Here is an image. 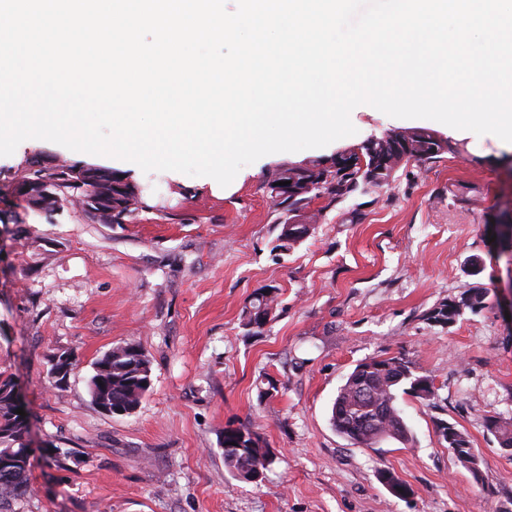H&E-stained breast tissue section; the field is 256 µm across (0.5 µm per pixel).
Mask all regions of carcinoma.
Returning a JSON list of instances; mask_svg holds the SVG:
<instances>
[{"label":"carcinoma","instance_id":"carcinoma-1","mask_svg":"<svg viewBox=\"0 0 512 512\" xmlns=\"http://www.w3.org/2000/svg\"><path fill=\"white\" fill-rule=\"evenodd\" d=\"M436 133L413 129L389 132L368 138L360 147L347 149L349 164L331 168L318 161L292 165L276 171L271 182L288 180L294 192L280 201L284 221L280 222L278 249L290 251L299 245L318 223L322 210H310L311 202L325 197L328 204H338L355 192L380 189L390 185L396 172L412 161H425L438 157L430 152ZM29 180L47 181L60 199L70 191L87 194L85 186L76 182L73 167H42L27 176ZM136 188L123 182L112 188V214L87 212L91 220L105 224H123L138 210ZM299 223L292 224L290 220ZM485 294L480 288L465 291L460 300L442 302L428 312L427 319L436 323L450 324L460 316L461 308L473 311L484 308ZM277 305L274 289L254 294L243 310L244 326L253 328L266 324ZM104 387L105 399L115 405L137 409L152 387L150 360L135 343L112 347L94 363L90 390ZM425 400L435 396L434 380L428 376H416L410 361L402 356L373 357L357 364L338 388L331 406L330 424L333 429L352 444L371 448L387 439L403 444L414 441L402 410L398 406V392ZM447 424L440 423L443 440L454 452L457 461L466 465L464 456L474 454L473 448H461L448 439L444 432ZM486 428L499 441L501 447L512 448V418L492 416L486 419ZM28 419L16 414L15 403L0 395V502L16 500L30 490L28 472L30 448L28 444ZM243 441V451L263 468H269L274 457L259 433L249 425L224 428V442ZM381 482L396 487L400 497L408 496L412 489L393 472L379 471Z\"/></svg>","mask_w":512,"mask_h":512}]
</instances>
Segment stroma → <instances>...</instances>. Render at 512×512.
<instances>
[{
	"instance_id": "1",
	"label": "stroma",
	"mask_w": 512,
	"mask_h": 512,
	"mask_svg": "<svg viewBox=\"0 0 512 512\" xmlns=\"http://www.w3.org/2000/svg\"><path fill=\"white\" fill-rule=\"evenodd\" d=\"M355 135L247 165L242 187L143 172L38 140L0 157V376L30 418V491L0 512H512V453L485 427L512 415V248L489 232L512 217V150L492 134L455 135L427 119L351 113ZM428 129L437 159L401 167L390 187L329 206L311 234L277 250L281 211L268 180L390 131ZM97 165L135 185L142 205L123 224L58 211L14 192L35 164ZM472 287L485 306L442 325L426 314ZM275 289L261 332L241 313ZM142 346L152 388L130 416L92 401L93 364L113 346ZM73 364L52 376L61 354ZM401 356L432 377L436 397L399 394L414 441L351 444L331 427L338 388L364 359ZM275 381L274 397L264 396ZM469 436L483 483L442 439ZM251 425L274 455L263 481L224 465V429ZM412 489L393 495L378 472Z\"/></svg>"
}]
</instances>
